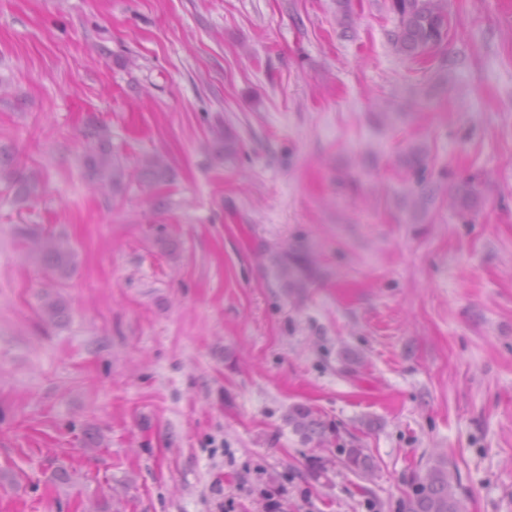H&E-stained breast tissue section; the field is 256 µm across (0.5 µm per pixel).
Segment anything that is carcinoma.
<instances>
[{"label": "carcinoma", "mask_w": 512, "mask_h": 512, "mask_svg": "<svg viewBox=\"0 0 512 512\" xmlns=\"http://www.w3.org/2000/svg\"><path fill=\"white\" fill-rule=\"evenodd\" d=\"M390 11L396 16V29L390 40L396 49L412 58L423 56L433 47H441L448 39V0H390ZM86 175L96 189L118 192L128 178L122 157L112 151L106 129L97 127L87 135L83 157ZM170 168L160 155H152L141 161L139 176L151 183L168 180ZM18 186L30 194L38 182L39 173L25 172L18 158L0 151V179ZM23 240L29 256L40 266L63 278L73 269L75 252L69 241L38 229H27ZM281 272L297 281L305 282L313 275L314 261L300 258L287 250L279 253ZM65 301L59 294L45 296L39 306L42 317L56 321L64 316ZM288 424L307 442L323 444L327 440L328 427L315 412L304 405L288 410ZM345 464L356 471L369 474L373 465L361 448H344ZM459 485L454 481L444 462L428 468L414 479L413 499L410 512H460Z\"/></svg>", "instance_id": "carcinoma-1"}]
</instances>
